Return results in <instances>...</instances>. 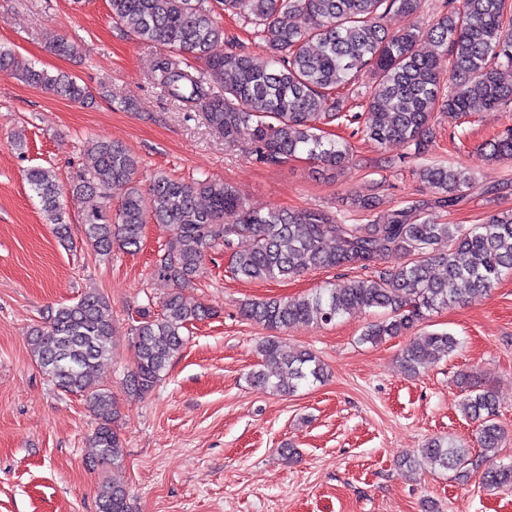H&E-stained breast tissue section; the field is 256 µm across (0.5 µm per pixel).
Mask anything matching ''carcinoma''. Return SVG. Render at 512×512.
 Wrapping results in <instances>:
<instances>
[{
    "instance_id": "1",
    "label": "carcinoma",
    "mask_w": 512,
    "mask_h": 512,
    "mask_svg": "<svg viewBox=\"0 0 512 512\" xmlns=\"http://www.w3.org/2000/svg\"><path fill=\"white\" fill-rule=\"evenodd\" d=\"M112 20L138 39L164 48L151 71L152 83L172 98L200 108L224 140H245L253 159L279 164L305 154L324 172L336 174L354 163L345 138L325 135L322 126L343 119L357 123L379 145H397L422 155L429 151L438 115L458 123L473 112L512 103V85L502 70L512 67V5L508 0H445L444 12L422 27L421 0H108ZM409 18L390 32V13ZM236 15L253 25L266 43L270 63L256 66L225 39L219 17ZM203 61L194 68L175 55ZM448 58V72L439 57ZM369 78L367 111L347 114L338 88ZM21 78L74 102L92 98L87 87L67 73L50 75L33 66ZM490 160L512 159V126L483 145ZM89 163L69 187L89 203L84 234L97 251L140 247L147 219L169 229L155 262V276L171 286L162 313H143L132 328L134 365L126 374L127 393L141 398L161 381L186 344L184 330L212 315L199 303L188 306L182 290L193 283L210 252L230 251L231 271L242 281L286 280L310 269H360L362 278L338 279L306 296L266 298L244 303L247 319L271 329L305 323L327 325L356 309L384 312L360 336L377 344L410 330L426 314L465 302L496 287L512 271V210L492 212L481 223L437 224L434 208L454 207L480 188L462 166L427 164L416 169L431 198L409 202L383 220L374 217L377 196L352 194L349 206L371 217L347 224L324 209L266 211L250 207L228 183L208 178L184 181L155 174L147 194L137 185L139 161L121 144L96 139ZM57 237L69 238L63 194L56 174L33 167L25 175ZM125 189L115 213L107 212L112 188ZM482 189V188H480ZM508 190L491 183L484 194ZM405 258L394 269H376L383 258ZM37 363L56 387L87 397L98 420L91 437L97 462L120 466L121 435L116 400L95 384L98 364L112 355V311L95 292L76 303L52 309L43 325L27 336ZM448 332L414 338L401 354L406 372L417 375L453 353ZM267 370L252 383L293 393L303 383L321 381L324 364L309 350L287 351L270 336L258 344ZM464 414L478 422L479 455L444 439L432 438L398 468L456 471L465 480L485 466L484 484L512 490V462L497 461L505 431L498 422V399L489 388L470 391ZM126 485L112 480L98 492L99 512H130Z\"/></svg>"
}]
</instances>
